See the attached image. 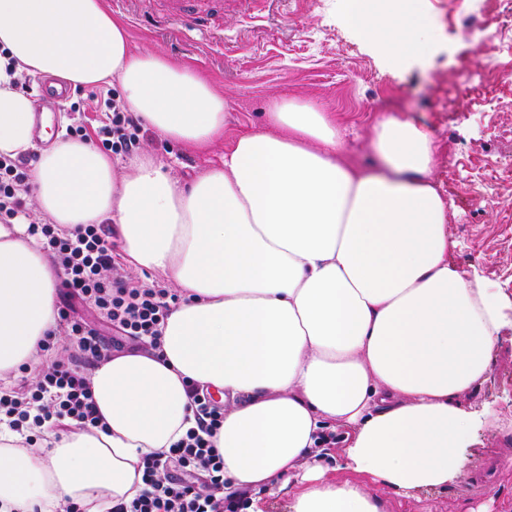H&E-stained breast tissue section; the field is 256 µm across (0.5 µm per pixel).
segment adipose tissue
Listing matches in <instances>:
<instances>
[{
    "mask_svg": "<svg viewBox=\"0 0 512 512\" xmlns=\"http://www.w3.org/2000/svg\"><path fill=\"white\" fill-rule=\"evenodd\" d=\"M390 71L423 53L420 0H341ZM75 88L119 83L163 138L224 159L173 179L57 135L34 142L21 74ZM227 99L200 72L129 47L103 0H0V154L38 152L31 172L52 223L112 220L129 268L172 279L163 358L117 355L91 376L103 427L49 435L38 451L0 425V512H109L143 488V459L194 427L187 382L218 391L224 492L299 485L292 512H384L371 484L412 493L465 475L480 419L459 397L484 382L504 325L499 295L450 262L436 145L412 120L374 128L375 161L343 159L346 129L317 105L272 98L266 127L224 139ZM56 271L22 224H0V380L56 326ZM345 428L348 479L325 478L322 433Z\"/></svg>",
    "mask_w": 512,
    "mask_h": 512,
    "instance_id": "adipose-tissue-1",
    "label": "adipose tissue"
}]
</instances>
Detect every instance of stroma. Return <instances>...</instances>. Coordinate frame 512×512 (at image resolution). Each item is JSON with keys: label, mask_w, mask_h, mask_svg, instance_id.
Here are the masks:
<instances>
[{"label": "stroma", "mask_w": 512, "mask_h": 512, "mask_svg": "<svg viewBox=\"0 0 512 512\" xmlns=\"http://www.w3.org/2000/svg\"><path fill=\"white\" fill-rule=\"evenodd\" d=\"M136 50L158 52L205 74L228 102L224 140L205 151L172 143L144 127L134 155L114 161L124 171L132 156H151L167 171L189 178L220 163L224 145L239 133L263 127L271 97L308 100L336 113L349 132L352 158L368 164L370 136L384 116L399 114L429 129L437 144L434 180L450 213L451 261L477 273L512 300V177L492 179L497 163L512 161V95L477 102L460 99L457 113L443 109L444 92L460 68L472 79L483 73L485 50L460 33L495 29L482 0H423L431 27L425 56L396 72L344 19L340 0H224L214 15L188 29L165 11L164 0H105ZM89 92L71 91L50 112L53 133L106 123L104 108L87 105ZM466 409H490L465 449V478L427 492L401 495L377 483L386 512H512V466L487 473L491 459L512 449V328L504 327L492 352L486 382L461 397Z\"/></svg>", "instance_id": "obj_1"}]
</instances>
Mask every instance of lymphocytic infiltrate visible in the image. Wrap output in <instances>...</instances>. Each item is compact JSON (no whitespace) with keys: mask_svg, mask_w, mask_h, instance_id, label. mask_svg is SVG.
<instances>
[{"mask_svg":"<svg viewBox=\"0 0 512 512\" xmlns=\"http://www.w3.org/2000/svg\"><path fill=\"white\" fill-rule=\"evenodd\" d=\"M112 112L97 135L104 150L127 154L140 141L142 124L116 98H108ZM26 157L0 158V222L17 216L29 221L28 232L37 237L44 252L63 273L62 285L109 322L118 333L147 341L160 349L161 327L178 297L159 283L136 281L126 275L116 259L112 232L107 224H82L72 232L43 221L29 211L24 193ZM66 321L74 350L67 358H52L37 368L35 382L26 393L0 391V414L14 431L71 421L81 428L98 426L100 416L90 386L89 369L112 356V345L96 329ZM196 426L168 452L143 460V490L131 501L113 505L111 512H237L242 498L224 493V459L212 439L224 422V409L208 392L188 384Z\"/></svg>","mask_w":512,"mask_h":512,"instance_id":"f902f5d3","label":"lymphocytic infiltrate"}]
</instances>
